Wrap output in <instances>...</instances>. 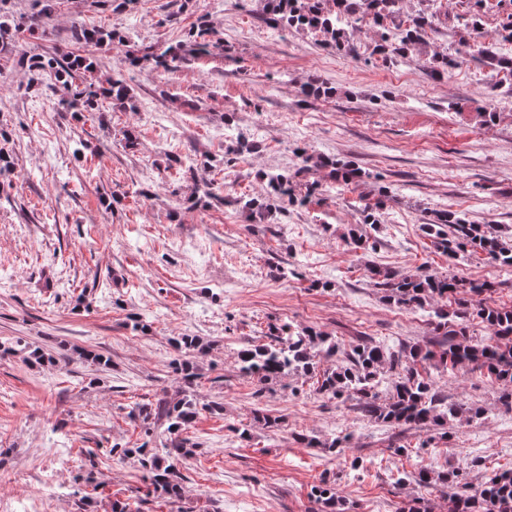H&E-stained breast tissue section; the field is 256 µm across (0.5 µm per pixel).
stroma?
<instances>
[{
    "label": "stroma",
    "mask_w": 512,
    "mask_h": 512,
    "mask_svg": "<svg viewBox=\"0 0 512 512\" xmlns=\"http://www.w3.org/2000/svg\"><path fill=\"white\" fill-rule=\"evenodd\" d=\"M60 2L48 35L24 34L0 54V146L14 162L0 175V343L18 348L0 356V512H23L33 495L41 512H112L117 500L132 512H321L312 491L322 483L343 512H398L414 501L421 512H448L447 492L396 477L459 465L476 486L511 469L512 413L487 373L434 372L449 402L483 410L448 422L443 437L373 422L354 399L319 392L314 374L259 383L239 373L237 354L289 325L341 347L428 345L433 305L387 301L368 276L372 265L491 281V303L512 306V269L475 253L449 264L423 230L442 210L512 228V83L478 59L439 78L418 51L393 62L336 52L267 24L264 0H137L122 13ZM203 16L224 55L162 73L124 67L134 109L106 100L96 113L62 112L66 86L27 85L22 59L78 52L73 24L118 33L94 50L105 75L125 50L185 40ZM314 78L335 97H304ZM481 106L495 122H483ZM241 135L251 150L228 159ZM296 144L352 163L359 178L300 171ZM192 161L208 164L222 195L261 196L266 172L297 174L317 190L277 221L254 224L233 207L188 203ZM369 202L373 226L364 222ZM352 230L378 239L377 249H352ZM183 334L210 346L195 397L224 411L202 412L189 429L196 448L183 496L171 500L148 493L136 457L93 470L85 458L91 448L140 445L144 433L127 413L181 390L171 340ZM28 346L51 362H27ZM88 352L109 366L91 365ZM258 406L280 426L253 424ZM242 428L249 437H239ZM344 434L343 452L319 448Z\"/></svg>",
    "instance_id": "stroma-1"
}]
</instances>
